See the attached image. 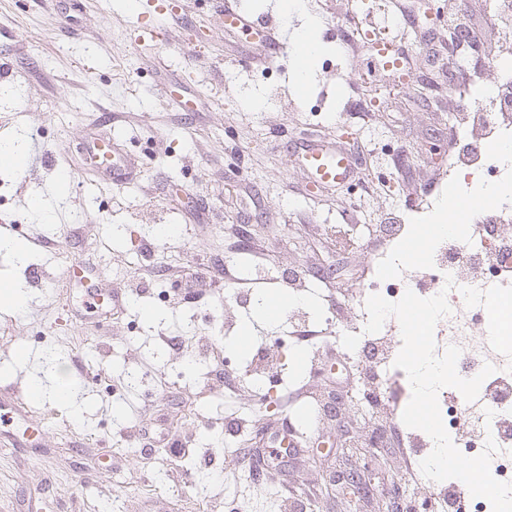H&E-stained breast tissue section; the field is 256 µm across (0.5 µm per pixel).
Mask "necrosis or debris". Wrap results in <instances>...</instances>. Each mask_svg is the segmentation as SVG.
Returning <instances> with one entry per match:
<instances>
[{"label": "necrosis or debris", "instance_id": "necrosis-or-debris-1", "mask_svg": "<svg viewBox=\"0 0 512 512\" xmlns=\"http://www.w3.org/2000/svg\"><path fill=\"white\" fill-rule=\"evenodd\" d=\"M362 14L348 34L350 41L388 43L400 35L399 21L386 16L383 5L364 6ZM492 21L503 33L501 48L471 82L458 156L448 170L450 189L487 199L488 204L468 210L463 234L440 233L428 239L417 261L409 256L404 225H395L390 248L374 257V274L366 284L368 293L391 301L408 290L423 298L446 292L451 311L435 332L445 345L460 347L459 375L470 378L486 363L495 366L480 388L489 400V412L474 411L461 393L443 389L438 395L444 426L469 457L484 450L487 438L499 443L512 434V346L503 345L493 359L483 350L484 338L512 335V325H506L501 314L502 303L512 299V111L498 104L501 85L512 82V6L494 10ZM486 213L501 215V222L484 223ZM367 320L361 299L344 317L351 336L361 343L356 360L363 374L362 399L392 417L411 397L406 374L394 365L402 345L400 326L390 317L381 331L371 334L365 330ZM419 489L446 499L449 512H492L489 501L475 500L452 479L429 480Z\"/></svg>", "mask_w": 512, "mask_h": 512}]
</instances>
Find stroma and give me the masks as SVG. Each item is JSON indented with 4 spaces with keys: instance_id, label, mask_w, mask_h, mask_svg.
Instances as JSON below:
<instances>
[{
    "instance_id": "obj_1",
    "label": "stroma",
    "mask_w": 512,
    "mask_h": 512,
    "mask_svg": "<svg viewBox=\"0 0 512 512\" xmlns=\"http://www.w3.org/2000/svg\"><path fill=\"white\" fill-rule=\"evenodd\" d=\"M129 2L0 0V141L23 155L0 164V236L30 245L24 258L0 251V283L20 281L28 297L23 313L0 310V390L23 392L38 378L46 387L25 418L39 441L16 428L0 439V512H270L289 494L303 512H348L325 487L336 468L363 467V448L347 443L385 419L357 404L362 379L340 339L344 312L383 243L375 226L401 223L446 179L455 116L469 103L460 89L498 51L499 29L481 0H411L401 87L372 68L365 45L346 42L352 0H301L291 13L280 0H240L254 31L227 29L214 0ZM159 6L178 14L163 41L135 43L134 29ZM460 11L487 23L484 44L452 45L446 18ZM308 17L325 49L299 87L288 44ZM265 33L287 44L276 60L263 56ZM305 131L365 146L387 190L354 180L310 189L286 155ZM105 134L135 171L130 183L83 167L80 148ZM35 197L43 215L30 208ZM75 260L87 266L84 282L65 278ZM187 265L203 271L188 300L173 285ZM291 267L310 329L335 322L334 358H311L288 318L264 323L251 304L224 318L227 289L248 282L256 293H287L281 276ZM262 274L267 284L257 283ZM140 277L151 282L140 308L100 323L86 314V288L105 294ZM145 306L161 319L147 320ZM246 323L255 340L283 346L286 369L262 388L245 375L251 354L224 367L197 350H230ZM135 364L153 376L133 391L125 372ZM62 383L81 419L54 401ZM331 395L346 400L339 417L304 420ZM290 424L292 455L254 483L255 447H272ZM124 425L189 442L187 483H173L163 449L127 454ZM386 445L364 475L361 512H384L382 483L415 490L409 448Z\"/></svg>"
}]
</instances>
